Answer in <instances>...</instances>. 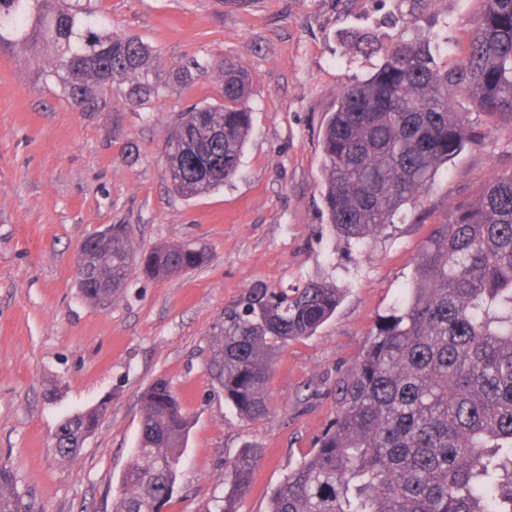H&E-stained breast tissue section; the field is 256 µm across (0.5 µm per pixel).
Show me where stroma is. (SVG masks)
Instances as JSON below:
<instances>
[{
    "label": "stroma",
    "mask_w": 512,
    "mask_h": 512,
    "mask_svg": "<svg viewBox=\"0 0 512 512\" xmlns=\"http://www.w3.org/2000/svg\"><path fill=\"white\" fill-rule=\"evenodd\" d=\"M107 31L142 39L160 72L191 77L146 105H126L123 82L107 106L77 112L42 79L54 50L0 47V464L26 512H112L139 429V396L170 381L192 420L167 512H205L224 494L240 449L261 461L239 512H268L272 490L308 458L335 416L338 386L410 281L421 244L450 203L512 170V124L500 123L437 174L417 206L358 247L337 238L321 194L322 125L371 60L355 31L447 37L441 59L468 48L479 0H429L418 28L397 0H91ZM252 78L251 127L238 173L220 190L185 197L160 149L194 102L220 101L224 59ZM107 224L135 246L199 242L213 258L176 276L133 275L109 307L75 285L77 248ZM343 288L335 315L289 343L267 384L269 413L241 419L214 389L207 333L225 302L261 282ZM107 402L77 457L52 448L62 418Z\"/></svg>",
    "instance_id": "obj_1"
}]
</instances>
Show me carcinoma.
I'll list each match as a JSON object with an SVG mask.
<instances>
[{
    "label": "carcinoma",
    "mask_w": 512,
    "mask_h": 512,
    "mask_svg": "<svg viewBox=\"0 0 512 512\" xmlns=\"http://www.w3.org/2000/svg\"><path fill=\"white\" fill-rule=\"evenodd\" d=\"M465 56L440 64L438 36L410 39L363 32L354 49L378 63L336 100L321 139L322 195L336 235L363 246L407 205L420 201L439 169L483 132L456 110L468 97L489 124H512V0H480ZM49 42L43 72L70 105L94 112L106 82H127L140 107L169 84L153 50L105 31L83 0H0V45ZM251 76L224 60L218 104L179 113L163 155L172 188L185 197L218 190L237 173L250 129ZM209 259L196 243L137 254L131 230L87 254L110 283L77 281L85 300L112 303L135 271L179 274ZM340 290L309 283L293 290L257 283L243 290L208 333V368L224 401L245 420L267 415L266 384L288 342L312 336L334 314ZM336 417L318 448L270 496L268 512H512V172L495 175L468 202L451 205L416 258L399 306L369 336L339 386ZM108 405L65 418L54 435L64 460L76 457ZM191 421L169 381L139 399V434L113 512H159L170 501ZM259 462L245 448L231 461L224 496L207 512H239ZM0 512H20L11 470L0 465Z\"/></svg>",
    "instance_id": "carcinoma-1"
}]
</instances>
